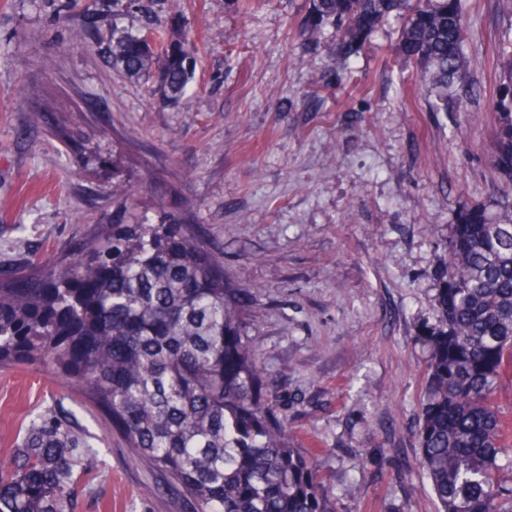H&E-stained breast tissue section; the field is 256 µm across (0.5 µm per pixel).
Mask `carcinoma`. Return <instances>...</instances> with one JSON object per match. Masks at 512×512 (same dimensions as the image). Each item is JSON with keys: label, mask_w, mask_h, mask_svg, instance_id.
Returning <instances> with one entry per match:
<instances>
[{"label": "carcinoma", "mask_w": 512, "mask_h": 512, "mask_svg": "<svg viewBox=\"0 0 512 512\" xmlns=\"http://www.w3.org/2000/svg\"><path fill=\"white\" fill-rule=\"evenodd\" d=\"M392 17L435 112L470 93L462 0H308L298 33L347 60ZM197 44L179 27L162 49L112 28V67L153 73L163 105L187 94ZM495 165L512 184V40L502 43ZM461 212L437 255L434 322L416 432L438 512H512V420L495 405L512 368V197ZM246 299L194 224H104L79 253L0 271V366L41 364L73 378L127 448L193 512H337L309 456L290 445L242 326ZM79 448L59 425L31 424L0 464V512H68Z\"/></svg>", "instance_id": "cac0c4a2"}]
</instances>
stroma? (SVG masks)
I'll return each instance as SVG.
<instances>
[{"instance_id": "obj_1", "label": "stroma", "mask_w": 512, "mask_h": 512, "mask_svg": "<svg viewBox=\"0 0 512 512\" xmlns=\"http://www.w3.org/2000/svg\"><path fill=\"white\" fill-rule=\"evenodd\" d=\"M113 0H0V267L76 253L118 207L175 194L250 302L249 351L290 442L338 512H435L416 465L438 245L494 208L500 42L512 14L467 0L477 98L433 112L398 21L346 63L304 42L307 0H138L125 27L200 44L177 106L113 68ZM84 453L71 512H187L111 420L41 365L0 368V460L36 416Z\"/></svg>"}]
</instances>
